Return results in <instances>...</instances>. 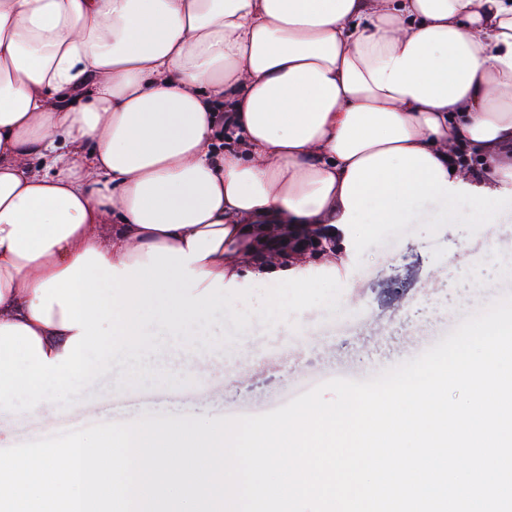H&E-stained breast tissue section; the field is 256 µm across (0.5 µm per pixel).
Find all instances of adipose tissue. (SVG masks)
<instances>
[{"instance_id":"obj_1","label":"adipose tissue","mask_w":512,"mask_h":512,"mask_svg":"<svg viewBox=\"0 0 512 512\" xmlns=\"http://www.w3.org/2000/svg\"><path fill=\"white\" fill-rule=\"evenodd\" d=\"M512 148V0H0V408L125 384L264 277L273 224H398L427 196L492 221Z\"/></svg>"}]
</instances>
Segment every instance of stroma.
I'll return each mask as SVG.
<instances>
[{
    "instance_id": "stroma-1",
    "label": "stroma",
    "mask_w": 512,
    "mask_h": 512,
    "mask_svg": "<svg viewBox=\"0 0 512 512\" xmlns=\"http://www.w3.org/2000/svg\"><path fill=\"white\" fill-rule=\"evenodd\" d=\"M493 224L477 226L468 200H420L401 224L360 225L358 247L331 269L313 262L301 279L318 282L301 315L272 326L231 310L202 331L225 357L246 348L235 381L181 391L148 381L126 390L116 373L126 365L112 353L110 373L81 389L94 405L78 413L19 416L0 411V446L8 448L65 427L84 428L154 416L238 417L280 407L309 381L374 374L413 359L452 332L462 319L512 294V280L495 272L512 266V178H501ZM466 261H459L458 252Z\"/></svg>"
}]
</instances>
